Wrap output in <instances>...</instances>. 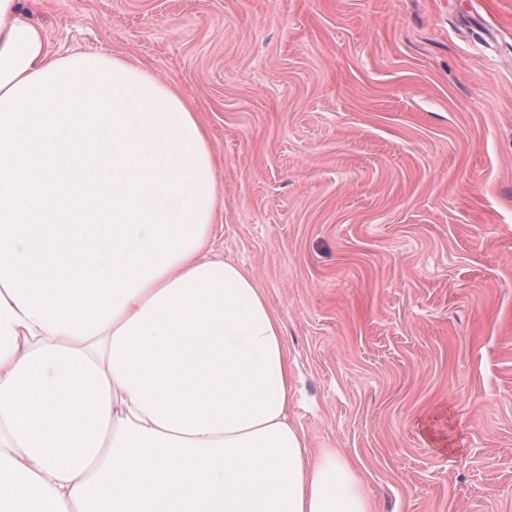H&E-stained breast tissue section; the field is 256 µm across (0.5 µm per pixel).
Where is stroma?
<instances>
[{
    "label": "stroma",
    "instance_id": "35a3bbf8",
    "mask_svg": "<svg viewBox=\"0 0 512 512\" xmlns=\"http://www.w3.org/2000/svg\"><path fill=\"white\" fill-rule=\"evenodd\" d=\"M182 90L288 417L374 512H512V0H24ZM457 453L418 420L439 405Z\"/></svg>",
    "mask_w": 512,
    "mask_h": 512
}]
</instances>
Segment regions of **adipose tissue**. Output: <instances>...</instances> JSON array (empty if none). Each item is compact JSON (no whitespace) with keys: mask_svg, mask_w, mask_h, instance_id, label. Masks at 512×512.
Wrapping results in <instances>:
<instances>
[{"mask_svg":"<svg viewBox=\"0 0 512 512\" xmlns=\"http://www.w3.org/2000/svg\"><path fill=\"white\" fill-rule=\"evenodd\" d=\"M190 101L0 0V512H373L288 419Z\"/></svg>","mask_w":512,"mask_h":512,"instance_id":"adipose-tissue-1","label":"adipose tissue"}]
</instances>
